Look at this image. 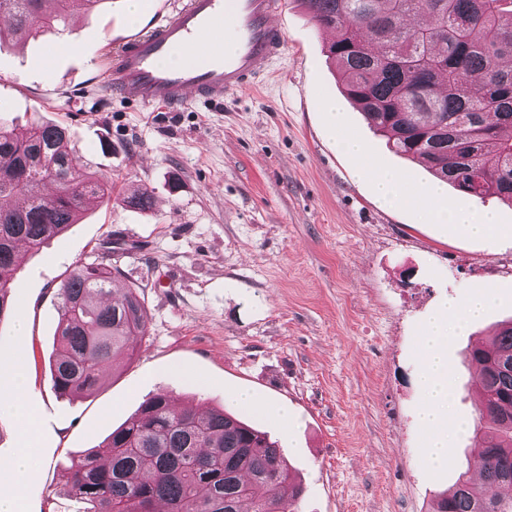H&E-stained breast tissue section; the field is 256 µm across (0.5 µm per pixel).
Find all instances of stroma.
Here are the masks:
<instances>
[{"instance_id": "1", "label": "stroma", "mask_w": 512, "mask_h": 512, "mask_svg": "<svg viewBox=\"0 0 512 512\" xmlns=\"http://www.w3.org/2000/svg\"><path fill=\"white\" fill-rule=\"evenodd\" d=\"M169 0H128L74 17L46 60V36L0 45V117L66 127L68 146L112 182L110 204L85 212L40 252L22 257L10 287L16 314L0 322V389L15 368L35 414L32 437L0 411V456L28 444L34 477L0 476V495L21 512H82L65 489L72 458L101 445L143 401L226 404L245 390L288 404L287 428L268 415L234 413L277 440L305 493L299 512H430L459 473L476 476L470 433L455 437L448 468L429 474L418 421L424 392L418 338L444 300L494 288L495 302L448 343L453 416L475 422L478 340L512 319V241L473 238L426 219L416 205L383 206L361 165L432 182L391 152L342 93L328 37L288 0L283 56L260 84L218 104L145 111L103 94L104 47L151 26ZM335 99L365 161L337 146L322 110ZM148 192L150 208L121 204ZM120 240L121 250L103 245ZM120 268L135 284L146 336L93 393L61 397L50 380L59 319L57 287L76 263Z\"/></svg>"}]
</instances>
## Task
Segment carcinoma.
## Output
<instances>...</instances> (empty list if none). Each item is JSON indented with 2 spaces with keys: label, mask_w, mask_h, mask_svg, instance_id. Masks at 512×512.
Masks as SVG:
<instances>
[{
  "label": "carcinoma",
  "mask_w": 512,
  "mask_h": 512,
  "mask_svg": "<svg viewBox=\"0 0 512 512\" xmlns=\"http://www.w3.org/2000/svg\"><path fill=\"white\" fill-rule=\"evenodd\" d=\"M0 0L18 41L66 29L73 12L103 0ZM327 48L342 92L391 150L457 191L512 206V0H301ZM112 201V184L67 149L56 124L0 120V322L13 315L18 244L37 252L81 212ZM110 263L77 264L57 289L52 388L76 397L130 356L147 334L139 287L113 297ZM480 365L473 427L482 483L460 474L432 512H512V319L469 352ZM84 512H298L302 488L278 442L224 408H172L154 396L99 447L67 468Z\"/></svg>",
  "instance_id": "cac0c4a2"
}]
</instances>
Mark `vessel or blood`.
<instances>
[{
    "mask_svg": "<svg viewBox=\"0 0 512 512\" xmlns=\"http://www.w3.org/2000/svg\"><path fill=\"white\" fill-rule=\"evenodd\" d=\"M285 6L286 0H179L148 33L104 48L100 89L144 109L223 100L253 86L284 53L287 39L276 18ZM218 31L230 35L232 51L213 42ZM177 50L185 51L184 62L160 66Z\"/></svg>",
    "mask_w": 512,
    "mask_h": 512,
    "instance_id": "vessel-or-blood-1",
    "label": "vessel or blood"
}]
</instances>
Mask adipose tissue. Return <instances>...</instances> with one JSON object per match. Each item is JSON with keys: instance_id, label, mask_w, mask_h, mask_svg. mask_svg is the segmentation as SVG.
Segmentation results:
<instances>
[{"instance_id": "1", "label": "adipose tissue", "mask_w": 512, "mask_h": 512, "mask_svg": "<svg viewBox=\"0 0 512 512\" xmlns=\"http://www.w3.org/2000/svg\"><path fill=\"white\" fill-rule=\"evenodd\" d=\"M420 206L428 220L442 224H456L472 235H498L512 238V226L497 223L489 213L472 216L441 204V190L434 186L418 189ZM491 288H483L465 302H448L428 319L418 340L423 360L421 382L426 389V401L421 417L429 436L425 448L432 469L441 470L448 465V447L451 438L461 428L448 412V361L441 352L450 336L463 332L492 301Z\"/></svg>"}]
</instances>
